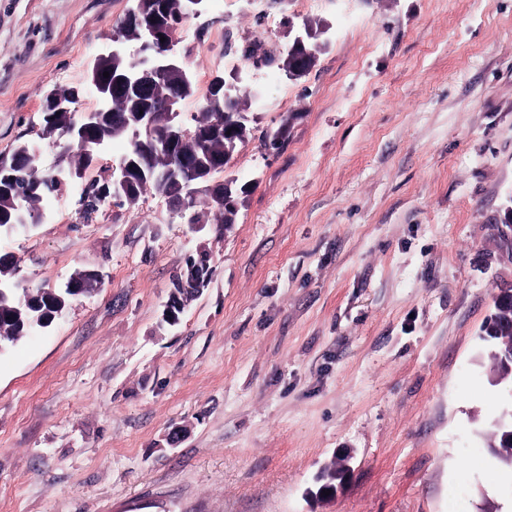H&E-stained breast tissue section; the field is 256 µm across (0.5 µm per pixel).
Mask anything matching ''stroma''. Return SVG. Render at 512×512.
Segmentation results:
<instances>
[{
    "label": "stroma",
    "mask_w": 512,
    "mask_h": 512,
    "mask_svg": "<svg viewBox=\"0 0 512 512\" xmlns=\"http://www.w3.org/2000/svg\"><path fill=\"white\" fill-rule=\"evenodd\" d=\"M130 5L0 0V157L28 142L68 165L44 96L97 108L87 64ZM187 22L196 86L222 75L249 117L213 180L247 191L226 230L151 190L84 214L121 139L0 235L17 288L101 281L0 352V512H512L486 448L512 388L482 339L512 289V0H210ZM306 29L303 77L242 57L286 56ZM200 250L214 277L165 325Z\"/></svg>",
    "instance_id": "obj_1"
}]
</instances>
